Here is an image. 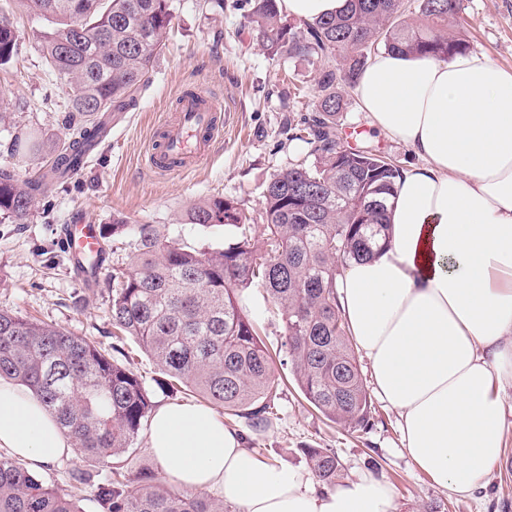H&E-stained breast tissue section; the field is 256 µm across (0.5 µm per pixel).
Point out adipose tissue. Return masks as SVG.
Instances as JSON below:
<instances>
[{"mask_svg": "<svg viewBox=\"0 0 512 512\" xmlns=\"http://www.w3.org/2000/svg\"><path fill=\"white\" fill-rule=\"evenodd\" d=\"M372 125L419 162L403 171L386 242L337 282L340 310L412 463L465 495L500 461L512 383V71L476 52L449 60L374 54L355 87ZM42 468L73 455L55 416L0 378V449ZM148 450L166 479L217 491L239 512H395L385 481L333 487L271 466L217 412L154 414Z\"/></svg>", "mask_w": 512, "mask_h": 512, "instance_id": "obj_1", "label": "adipose tissue"}]
</instances>
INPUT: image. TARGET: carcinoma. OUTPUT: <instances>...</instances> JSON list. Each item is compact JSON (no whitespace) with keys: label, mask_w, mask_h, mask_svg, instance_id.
Returning <instances> with one entry per match:
<instances>
[{"label":"carcinoma","mask_w":512,"mask_h":512,"mask_svg":"<svg viewBox=\"0 0 512 512\" xmlns=\"http://www.w3.org/2000/svg\"><path fill=\"white\" fill-rule=\"evenodd\" d=\"M50 30L36 33L44 64L64 90L68 139L48 146V161L27 177L18 163L40 147L35 132L17 134L0 159V214L24 220L49 185L64 184L104 132L107 112H125L151 81L165 46L168 0H24ZM266 49L323 60L311 113L290 125L310 145L302 161L264 190L262 224L248 223L237 203L194 205L200 227L232 225L241 233L222 247L169 240L154 224L121 217L100 228L125 240L129 261L112 266V350L129 337L169 381L224 408L232 426L255 430L278 418L274 358L240 296L261 287L284 324L280 363L291 367L305 399L329 422L370 427L371 400L352 336L338 307L336 280L352 261L372 257L389 238L388 210L401 167L370 146L341 137V84L356 85L371 53L384 49L448 59L469 49L454 30L463 0H416V21L403 0H349L348 10L302 26L282 23L277 0H245ZM21 50L17 29L0 12V66ZM30 388L59 430L82 449L87 465L69 473L93 488L101 512H235L202 491H178L143 472L130 478L115 462L132 449L154 409L132 370L100 344L53 324L0 309V377ZM316 478L332 486L342 461L332 448L303 449ZM0 512H82L69 495L0 454Z\"/></svg>","instance_id":"carcinoma-1"}]
</instances>
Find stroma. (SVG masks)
Here are the masks:
<instances>
[{"mask_svg":"<svg viewBox=\"0 0 512 512\" xmlns=\"http://www.w3.org/2000/svg\"><path fill=\"white\" fill-rule=\"evenodd\" d=\"M170 4L166 47L155 58L152 82L136 105L113 123L110 135L67 184L47 189L24 223L0 218V308L110 345L112 281L105 272L94 288L87 289L72 271L61 238L62 226L72 214L83 213L100 225L120 215L133 224L157 225L165 237L187 245L220 246L237 235V228L190 224L193 204L222 196L250 217H258L267 182L308 159V146L291 139L288 128L314 100L321 61L270 56L249 26L242 0H224L220 10L209 0ZM0 9L13 16L23 42L20 55L0 70V112L14 118L13 125L0 124V144L31 127L64 140L67 131L57 107L63 90L45 68L31 36L42 21L14 0H0ZM461 17L460 32L470 51L512 70V0H464ZM293 87L302 94L296 105L288 100ZM186 90L221 99L228 124L211 157L192 176H155L145 165L155 118ZM343 94V133L369 137L372 146L401 166L417 163V156L404 145L371 131L353 89L344 88ZM248 297L246 313L260 323V338L267 348L277 351L284 334L280 314L262 289H250ZM125 350V366L137 373L156 406L200 403L195 393L163 388L158 368L135 343H128ZM274 373L281 387L278 419L263 430L237 425L247 448L264 449L265 461L302 467L304 447L333 448L344 464V478L370 473L393 487L396 512H512V430L501 461L481 489L452 494L414 467L395 412L379 398L371 400V428L353 431L330 423L315 410L288 366L275 365Z\"/></svg>","mask_w":512,"mask_h":512,"instance_id":"35a3bbf8","label":"stroma"}]
</instances>
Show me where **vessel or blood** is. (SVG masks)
<instances>
[{"label":"vessel or blood","mask_w":512,"mask_h":512,"mask_svg":"<svg viewBox=\"0 0 512 512\" xmlns=\"http://www.w3.org/2000/svg\"><path fill=\"white\" fill-rule=\"evenodd\" d=\"M225 120L218 98L194 91L182 93L155 127L148 169L161 176L191 175L209 158L213 142L224 133ZM63 236L78 277L92 283L104 269L97 225L77 217L64 225Z\"/></svg>","instance_id":"vessel-or-blood-1"}]
</instances>
